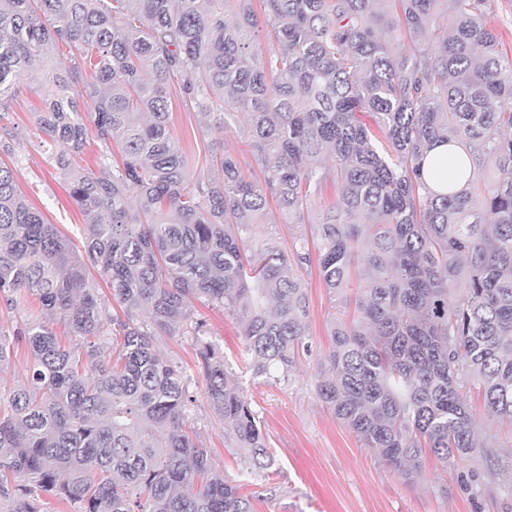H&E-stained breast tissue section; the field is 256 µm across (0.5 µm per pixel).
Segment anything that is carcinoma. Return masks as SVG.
<instances>
[{"label": "carcinoma", "instance_id": "obj_1", "mask_svg": "<svg viewBox=\"0 0 512 512\" xmlns=\"http://www.w3.org/2000/svg\"><path fill=\"white\" fill-rule=\"evenodd\" d=\"M254 2L0 0V111L33 62L52 61L39 125L87 226L78 253L0 162V297L31 291L74 338L65 347L33 321L0 330V365L15 342L32 356L0 397V512H43L46 495L76 512H254L193 437L190 378L153 336L195 338L225 437L267 477L260 421L193 301L242 323L246 369L286 377L305 348L312 267L337 302L316 383L336 420L409 483L426 454L444 469L512 467V445L466 400L477 392L512 429V57L487 0H260L259 14ZM175 92L210 134L247 116L262 180L229 153L190 172ZM88 100L105 156L122 157L98 174L78 163ZM439 143L473 162L444 194L421 174ZM270 198L311 237L281 247Z\"/></svg>", "mask_w": 512, "mask_h": 512}]
</instances>
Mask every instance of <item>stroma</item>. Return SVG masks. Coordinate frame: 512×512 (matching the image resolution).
<instances>
[{"label": "stroma", "mask_w": 512, "mask_h": 512, "mask_svg": "<svg viewBox=\"0 0 512 512\" xmlns=\"http://www.w3.org/2000/svg\"><path fill=\"white\" fill-rule=\"evenodd\" d=\"M41 78L40 66L31 67L9 111L0 112V142L10 145L9 152L0 151V160L12 167L20 191L47 223L57 225L79 249L86 226L62 176L50 163L45 136L37 125ZM170 124L191 171L205 168L212 152L232 153L242 162L247 159L246 121H239L227 134L203 137L196 113L176 96ZM306 282L305 341L309 349L280 381L253 376L245 369L243 326L237 319L218 309L197 308L210 341L223 352L229 371L237 376L261 420L266 444L276 459L269 478L244 481V455L225 438L224 423L207 402L194 337L155 338L158 353L182 366L191 378L195 401L189 421L225 479L241 485L255 512H512V470H501L490 482L484 461L474 459L444 470L426 460L423 479L411 484L361 447L354 434L336 420L316 392L317 375L331 345L332 303L317 271H310Z\"/></svg>", "instance_id": "stroma-1"}]
</instances>
